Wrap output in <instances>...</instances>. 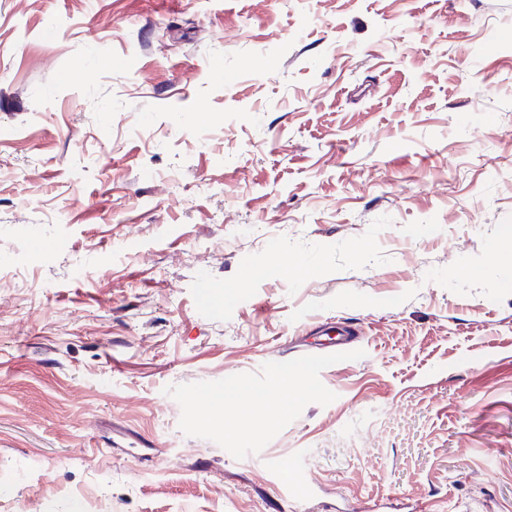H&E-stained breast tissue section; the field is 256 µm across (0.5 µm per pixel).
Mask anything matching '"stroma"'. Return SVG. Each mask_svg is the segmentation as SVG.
<instances>
[{"mask_svg":"<svg viewBox=\"0 0 512 512\" xmlns=\"http://www.w3.org/2000/svg\"><path fill=\"white\" fill-rule=\"evenodd\" d=\"M509 251L512 0H0V512H512Z\"/></svg>","mask_w":512,"mask_h":512,"instance_id":"35a3bbf8","label":"stroma"}]
</instances>
